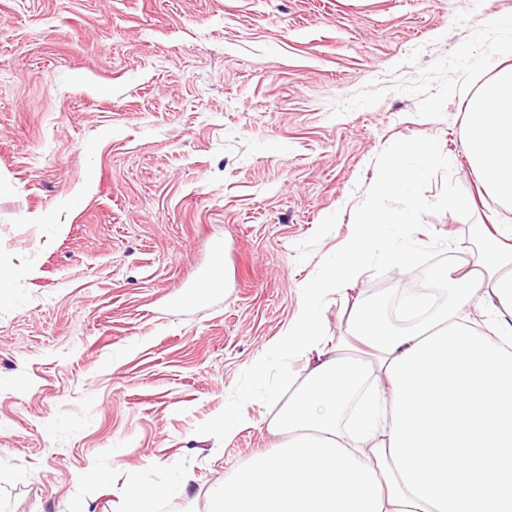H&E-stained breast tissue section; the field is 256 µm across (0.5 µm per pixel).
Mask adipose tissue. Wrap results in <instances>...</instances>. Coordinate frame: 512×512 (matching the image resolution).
<instances>
[{
	"label": "adipose tissue",
	"mask_w": 512,
	"mask_h": 512,
	"mask_svg": "<svg viewBox=\"0 0 512 512\" xmlns=\"http://www.w3.org/2000/svg\"><path fill=\"white\" fill-rule=\"evenodd\" d=\"M463 147L512 210V66L474 99ZM360 267L351 252L306 288L277 349L316 361L267 422L276 449L239 468L214 512H512V231L438 270L454 285L443 304L406 295L397 325L357 306L330 341L319 307ZM478 302L495 312L482 331Z\"/></svg>",
	"instance_id": "ef3b65f1"
}]
</instances>
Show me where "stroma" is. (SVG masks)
Here are the masks:
<instances>
[{
    "mask_svg": "<svg viewBox=\"0 0 512 512\" xmlns=\"http://www.w3.org/2000/svg\"><path fill=\"white\" fill-rule=\"evenodd\" d=\"M512 0H0V512H208L274 450L303 358L274 346L352 235L398 139L433 137L471 219L425 216L477 260L468 223H512L462 146L499 71ZM223 255H215V241ZM224 286L180 298L214 264ZM416 278L365 271L321 305ZM246 419L232 439L211 434ZM167 491L166 487L133 489L124 499V507L121 512H154L156 500Z\"/></svg>",
    "mask_w": 512,
    "mask_h": 512,
    "instance_id": "stroma-1",
    "label": "stroma"
}]
</instances>
